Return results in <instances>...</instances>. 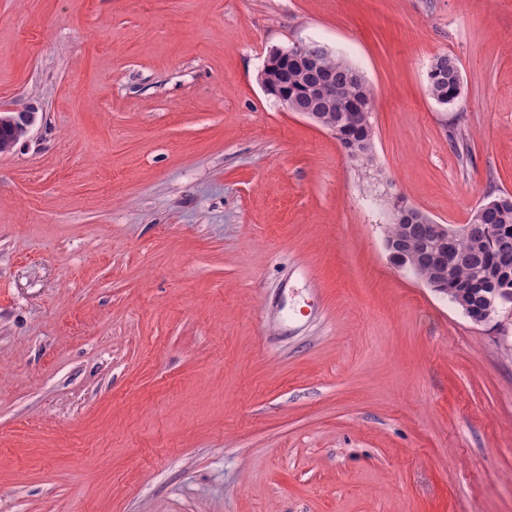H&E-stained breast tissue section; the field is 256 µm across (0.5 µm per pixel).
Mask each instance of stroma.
<instances>
[{
	"label": "stroma",
	"instance_id": "obj_1",
	"mask_svg": "<svg viewBox=\"0 0 512 512\" xmlns=\"http://www.w3.org/2000/svg\"><path fill=\"white\" fill-rule=\"evenodd\" d=\"M316 41L372 160L258 76ZM462 92L435 101V56ZM0 512H512V316L387 250L512 193V0H0ZM289 60V62L297 69H306L314 65V59L305 53V44H299L291 48L277 49L274 53L267 57L263 68L260 72V84L266 88L265 81L267 79L266 71L275 63L272 60ZM434 59H436L437 65L434 69L429 70L427 77L428 92L438 102L446 99L443 104L452 103L458 98L457 96L452 102H448V95L453 91L456 77L460 74L458 62L448 54L437 56Z\"/></svg>",
	"mask_w": 512,
	"mask_h": 512
}]
</instances>
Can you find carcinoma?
Returning <instances> with one entry per match:
<instances>
[{
    "label": "carcinoma",
    "mask_w": 512,
    "mask_h": 512,
    "mask_svg": "<svg viewBox=\"0 0 512 512\" xmlns=\"http://www.w3.org/2000/svg\"><path fill=\"white\" fill-rule=\"evenodd\" d=\"M458 74V62L453 56L443 54L436 57V66L429 70L427 77L430 96L438 102L448 98ZM288 76L293 78L295 87L302 82L317 85L326 80L336 86V97L329 101H316L314 109L324 113L326 125L339 127L341 134L359 148L362 160L369 161L373 137V93L365 78L357 76L356 69L346 59L329 51L321 56L319 67L299 75L290 72ZM390 235L396 248L408 247L418 254L421 269L417 276L430 278L440 271L443 255L429 244L427 225H412L407 236L402 238L398 226L393 224ZM454 250L456 265L444 279L438 293L450 300L465 294L469 304L467 316L481 323L487 320L488 299L498 294L512 297V209L492 211L485 225L458 231Z\"/></svg>",
    "instance_id": "cac0c4a2"
}]
</instances>
